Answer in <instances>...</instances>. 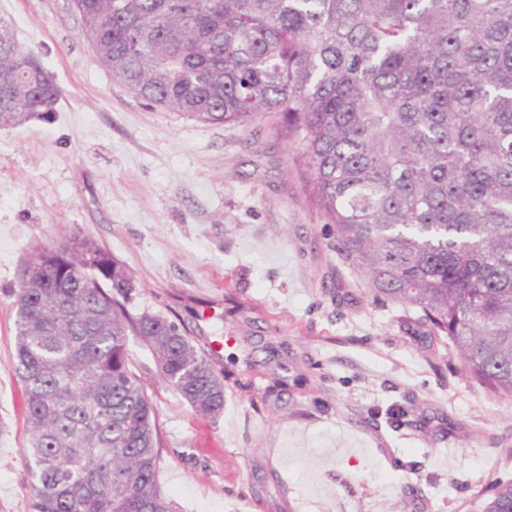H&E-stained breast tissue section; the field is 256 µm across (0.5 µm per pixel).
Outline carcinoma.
Segmentation results:
<instances>
[{"instance_id":"carcinoma-1","label":"carcinoma","mask_w":512,"mask_h":512,"mask_svg":"<svg viewBox=\"0 0 512 512\" xmlns=\"http://www.w3.org/2000/svg\"><path fill=\"white\" fill-rule=\"evenodd\" d=\"M135 96L249 128L280 114L341 260L410 305L466 375L512 400V0H72ZM0 121L61 92L0 19ZM132 281L89 236L40 248L15 320L32 512H173L128 336L201 416L224 380L189 330L127 308ZM512 512V481L477 491Z\"/></svg>"}]
</instances>
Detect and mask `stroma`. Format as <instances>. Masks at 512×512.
<instances>
[{
    "label": "stroma",
    "instance_id": "obj_1",
    "mask_svg": "<svg viewBox=\"0 0 512 512\" xmlns=\"http://www.w3.org/2000/svg\"><path fill=\"white\" fill-rule=\"evenodd\" d=\"M0 18L62 92L52 120L0 128V512H31L23 270L75 233L126 270L130 311L224 344V410L206 418L128 339L175 512H474L477 490L512 480V402L337 256L278 114L248 130L147 105L100 64L71 0H0Z\"/></svg>",
    "mask_w": 512,
    "mask_h": 512
}]
</instances>
